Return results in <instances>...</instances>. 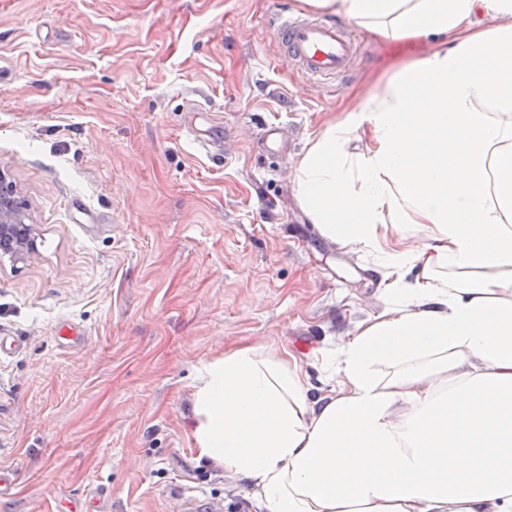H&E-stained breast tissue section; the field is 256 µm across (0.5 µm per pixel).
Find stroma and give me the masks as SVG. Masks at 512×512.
Instances as JSON below:
<instances>
[{
  "label": "stroma",
  "instance_id": "obj_1",
  "mask_svg": "<svg viewBox=\"0 0 512 512\" xmlns=\"http://www.w3.org/2000/svg\"><path fill=\"white\" fill-rule=\"evenodd\" d=\"M299 0H0V171L36 249L0 257V512H259L197 458L205 366L240 345L324 363L383 313L370 256L309 222L296 163L387 74L366 31L345 76L311 78L272 34ZM224 127L212 158L200 148ZM279 126L270 153L256 137ZM76 327L74 337L61 327Z\"/></svg>",
  "mask_w": 512,
  "mask_h": 512
}]
</instances>
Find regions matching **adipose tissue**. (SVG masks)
<instances>
[{
	"label": "adipose tissue",
	"instance_id": "ef3b65f1",
	"mask_svg": "<svg viewBox=\"0 0 512 512\" xmlns=\"http://www.w3.org/2000/svg\"><path fill=\"white\" fill-rule=\"evenodd\" d=\"M300 3L397 50L434 42L323 127L293 179L325 236L421 273L327 359L340 388L311 396L250 346L206 365L198 455L260 512H512V0Z\"/></svg>",
	"mask_w": 512,
	"mask_h": 512
}]
</instances>
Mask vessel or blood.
<instances>
[{
  "instance_id": "1",
  "label": "vessel or blood",
  "mask_w": 512,
  "mask_h": 512,
  "mask_svg": "<svg viewBox=\"0 0 512 512\" xmlns=\"http://www.w3.org/2000/svg\"><path fill=\"white\" fill-rule=\"evenodd\" d=\"M274 35L289 59L313 78H333L348 70L359 42L352 30L335 23L279 14Z\"/></svg>"
}]
</instances>
